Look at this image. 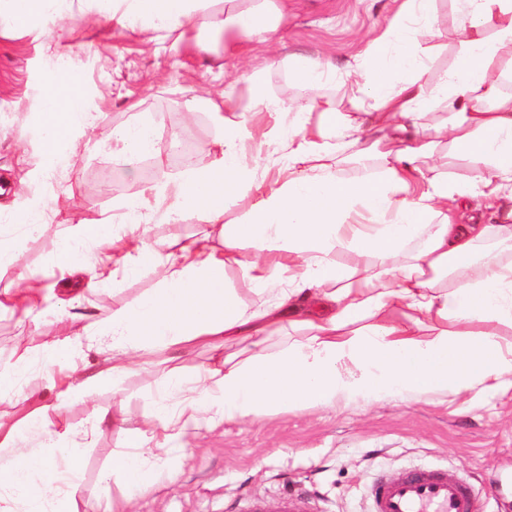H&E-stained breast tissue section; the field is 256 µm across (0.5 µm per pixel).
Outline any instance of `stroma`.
<instances>
[{"mask_svg":"<svg viewBox=\"0 0 512 512\" xmlns=\"http://www.w3.org/2000/svg\"><path fill=\"white\" fill-rule=\"evenodd\" d=\"M396 8L395 0H288V21L277 42L249 46L239 56L225 54L223 42L212 38L207 53H200L197 18L175 49L96 25L77 28L65 40L37 19L25 28L0 30V217L15 221L19 254L16 265L0 267V363L19 361L25 367L21 389L0 394L1 424L22 425L34 409L55 402L61 382L93 374L104 365V352L86 345L45 372L39 358L45 344L77 335L86 321L136 305L157 286L155 273L144 268L74 292L65 286L67 273L53 262L59 243L77 225L104 212L121 213L123 204L150 184L141 162L126 166L113 161V130L148 125L165 170L178 172L174 156L182 127L174 117L185 112L188 102L198 101L195 164L209 166L221 130L201 98L219 96L232 80L238 93H246L252 74L268 94L285 102L307 98L308 90L290 82L278 66L294 53L321 57L335 66V78L320 92L335 100L337 110L348 111L349 84L363 53L387 33ZM435 11L434 34L425 42L426 78L432 84L454 66L459 54L455 0H436ZM59 67L81 78L86 108L99 117L94 131L98 146L78 150L66 157L61 169L50 170L35 114L46 91V75ZM42 206L47 209L46 226L30 231L17 223L19 211ZM199 229L197 216L184 212L175 221L148 224L145 240L160 249L195 238ZM23 271L38 282L36 294L21 288L18 275ZM24 306L33 313L21 322L11 310ZM211 356L209 347L198 345L170 365H141L115 392L74 400L56 420L61 431L87 426L96 413L106 417L87 447L76 451L77 512H100L95 493L102 488L116 512H124L130 497L135 500L133 512H252L260 502L275 507L292 491L304 493L309 512H363L377 472L394 477L422 464L455 471L478 494L483 512H512L511 388L445 398L358 399L227 421L202 431L186 449L145 453L146 467L162 460L167 469L156 475L148 494L134 497L123 478L112 473L113 454L126 451L129 431L153 410L158 377L170 367L186 371L208 363ZM120 400L129 412L126 422L115 426L107 417Z\"/></svg>","mask_w":512,"mask_h":512,"instance_id":"obj_1","label":"stroma"}]
</instances>
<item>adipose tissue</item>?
Listing matches in <instances>:
<instances>
[{
    "label": "adipose tissue",
    "mask_w": 512,
    "mask_h": 512,
    "mask_svg": "<svg viewBox=\"0 0 512 512\" xmlns=\"http://www.w3.org/2000/svg\"><path fill=\"white\" fill-rule=\"evenodd\" d=\"M95 2L100 26L151 40L183 33L187 21L202 16L233 50L272 40L287 8L286 0ZM458 2V63L436 86L424 79L421 45L433 33L435 0H400L392 27L396 40L369 45L361 79L351 86L349 111H337L329 98L289 104L262 90L243 99L235 84H227L223 103L210 105L222 123L213 163L160 174L141 198L127 203L137 228L181 211L196 213L205 228L186 243L163 249L135 243L121 256L102 258L109 278L148 266L158 272L159 286L135 306L83 326L86 338L111 337L109 365L83 385L59 390L55 412H64L80 387H111L134 365L166 363L171 347L211 345L219 337L244 343L204 367L197 380L170 372L159 378L144 430L131 437L129 451L112 459L113 474L134 489L145 492L153 484L142 470L141 449L159 435L180 440L227 420L357 396L512 388V342L495 332L499 325L512 328V209L503 207L512 202V94L500 87L502 78L512 76V0ZM36 16L57 25L62 39L84 24L86 14L74 11L69 0H0V17L12 25ZM440 99L451 118L435 135L469 162V181L429 177L418 166L428 150L419 132ZM291 111L301 121L294 133L279 124L262 132L253 126L262 113ZM95 123L80 82L51 75L41 108L43 154L62 155ZM283 140L286 172L243 222L224 223L228 199L253 186L249 148ZM343 145L379 159V174L337 177L332 163ZM473 195L500 212V223L460 222L459 202ZM114 222L108 215L80 225L58 247L56 264L79 271L81 245L109 244ZM215 227L224 236L220 249L211 244ZM247 245L257 255L246 257ZM344 249L354 254L355 265L337 262ZM230 268L268 302L254 309L243 305L225 283ZM286 327L302 332V340L267 354V336ZM29 425L43 435L44 450L19 446L14 429L0 425V447L14 451L9 466L0 468V486L25 493L29 477L40 476L58 491L51 512H76V457L46 455L59 435L42 415H32Z\"/></svg>",
    "instance_id": "adipose-tissue-1"
}]
</instances>
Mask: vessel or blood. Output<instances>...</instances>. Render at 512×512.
I'll list each match as a JSON object with an SVG mask.
<instances>
[{
    "label": "vessel or blood",
    "instance_id": "b4317fda",
    "mask_svg": "<svg viewBox=\"0 0 512 512\" xmlns=\"http://www.w3.org/2000/svg\"><path fill=\"white\" fill-rule=\"evenodd\" d=\"M370 512H480L471 489L452 472L421 468L378 479Z\"/></svg>",
    "mask_w": 512,
    "mask_h": 512
}]
</instances>
